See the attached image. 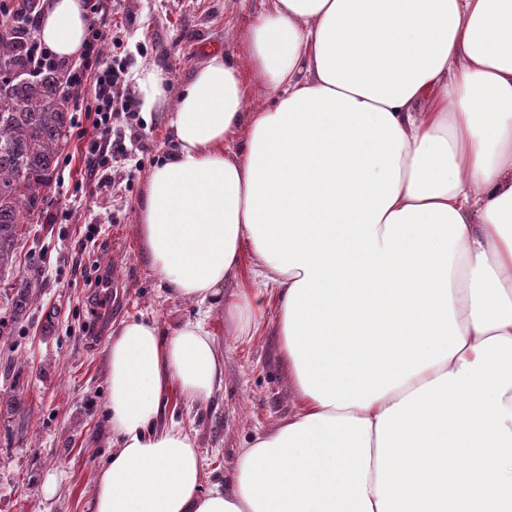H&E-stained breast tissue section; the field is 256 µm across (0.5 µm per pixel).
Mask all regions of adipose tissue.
<instances>
[{"instance_id":"adipose-tissue-1","label":"adipose tissue","mask_w":512,"mask_h":512,"mask_svg":"<svg viewBox=\"0 0 512 512\" xmlns=\"http://www.w3.org/2000/svg\"><path fill=\"white\" fill-rule=\"evenodd\" d=\"M83 0H48L42 42L84 48ZM273 104L212 53L165 111L139 234L160 287L210 308L250 255L295 410L201 486L196 439L224 361L204 320L121 322L107 348L116 441L94 512H512V0H269L242 36ZM248 139L228 144L240 130Z\"/></svg>"}]
</instances>
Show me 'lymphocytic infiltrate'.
<instances>
[{"label": "lymphocytic infiltrate", "mask_w": 512, "mask_h": 512, "mask_svg": "<svg viewBox=\"0 0 512 512\" xmlns=\"http://www.w3.org/2000/svg\"><path fill=\"white\" fill-rule=\"evenodd\" d=\"M89 18V37L79 62L70 64L72 87H79L84 79H92L91 98L76 100L75 111L92 118L91 129H78L77 135L88 138L86 167L89 174L108 169L111 163L128 161L133 151L143 150L142 135L136 124H129L128 140L111 139L110 134L118 115H135L138 102L127 86L130 81L129 68L122 58L107 57L102 48L105 39L103 19L108 10L107 0H84Z\"/></svg>", "instance_id": "lymphocytic-infiltrate-1"}]
</instances>
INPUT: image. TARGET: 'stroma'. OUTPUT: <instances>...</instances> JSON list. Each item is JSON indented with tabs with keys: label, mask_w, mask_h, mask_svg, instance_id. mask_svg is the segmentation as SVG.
Masks as SVG:
<instances>
[{
	"label": "stroma",
	"mask_w": 512,
	"mask_h": 512,
	"mask_svg": "<svg viewBox=\"0 0 512 512\" xmlns=\"http://www.w3.org/2000/svg\"><path fill=\"white\" fill-rule=\"evenodd\" d=\"M266 0H112L104 52L121 40L130 73L155 65L169 103L217 46L246 75L253 64L241 34ZM147 150L113 176L124 190L83 179L84 142L70 137L71 164L50 184L38 223L19 244L39 256L33 300L17 311L13 274L0 276V512H93L94 479L112 452L106 349L112 327L146 318L163 335L205 317L224 359V387L202 406L170 398L166 417L197 440L204 488L223 482L241 449L294 410L288 365L274 322L275 293L260 322L239 335L225 307L203 311L160 288L139 235L148 175L170 142L159 120L138 117ZM111 285L98 287L103 273ZM57 478L55 494L45 485Z\"/></svg>",
	"instance_id": "35a3bbf8"
}]
</instances>
